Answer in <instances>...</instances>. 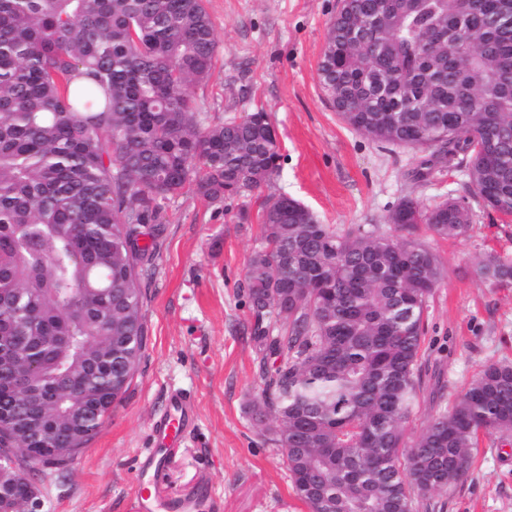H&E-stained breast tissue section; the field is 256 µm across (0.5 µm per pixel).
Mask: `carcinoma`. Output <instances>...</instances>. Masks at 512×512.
Segmentation results:
<instances>
[{
    "label": "carcinoma",
    "instance_id": "carcinoma-1",
    "mask_svg": "<svg viewBox=\"0 0 512 512\" xmlns=\"http://www.w3.org/2000/svg\"><path fill=\"white\" fill-rule=\"evenodd\" d=\"M217 52L205 0H0V336H24L28 389L62 395L83 449L120 402L144 348L139 269L165 203L189 190L243 197L279 170L266 113L211 124L194 96ZM319 77L340 118L383 144L435 149L471 199H403L401 232L322 224L271 194L240 284L272 367L251 412L275 423L309 512H414L457 485L479 433L512 437V364L492 363L412 442L426 302L441 258L410 235L468 236L472 202L512 217V0H342ZM150 232H144L145 228ZM149 235L151 244L140 245ZM476 274L512 285V260ZM288 314H282V311ZM39 411L0 367V454L32 448L7 421ZM19 465L59 475L36 453Z\"/></svg>",
    "mask_w": 512,
    "mask_h": 512
}]
</instances>
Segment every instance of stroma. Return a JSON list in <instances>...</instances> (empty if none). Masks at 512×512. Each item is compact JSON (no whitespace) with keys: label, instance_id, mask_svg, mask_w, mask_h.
<instances>
[{"label":"stroma","instance_id":"obj_1","mask_svg":"<svg viewBox=\"0 0 512 512\" xmlns=\"http://www.w3.org/2000/svg\"><path fill=\"white\" fill-rule=\"evenodd\" d=\"M338 7V0H206L217 53L195 98L214 123L266 112L280 168L242 202L220 208L193 193L167 202L160 246L143 278L146 347L134 378L63 475L35 471L45 512H129L136 461L152 445L154 414L175 389L191 393L196 425L168 464L169 494L205 486L223 512H309L293 491L272 421L249 411L263 384L255 317L240 284L260 235V203L285 194L321 223L388 233L401 199L428 207L468 191L464 173L428 150L371 141L341 120L318 75ZM426 159L430 173L416 179ZM243 206L246 224L237 217ZM414 236L441 257L447 275L427 302L411 439L485 365L512 363V288L473 275L488 254L512 258V222L480 209L467 237L441 238L423 224ZM435 500L442 512H512V445L480 438L467 474Z\"/></svg>","mask_w":512,"mask_h":512}]
</instances>
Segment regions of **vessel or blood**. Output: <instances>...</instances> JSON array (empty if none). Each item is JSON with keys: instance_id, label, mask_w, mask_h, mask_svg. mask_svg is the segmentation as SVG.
Wrapping results in <instances>:
<instances>
[{"instance_id": "1", "label": "vessel or blood", "mask_w": 512, "mask_h": 512, "mask_svg": "<svg viewBox=\"0 0 512 512\" xmlns=\"http://www.w3.org/2000/svg\"><path fill=\"white\" fill-rule=\"evenodd\" d=\"M195 420L190 395L179 390L171 392L163 413L153 423V451L136 471L133 512H202L204 498L200 491L172 496L164 487L168 463L180 452L184 436Z\"/></svg>"}]
</instances>
